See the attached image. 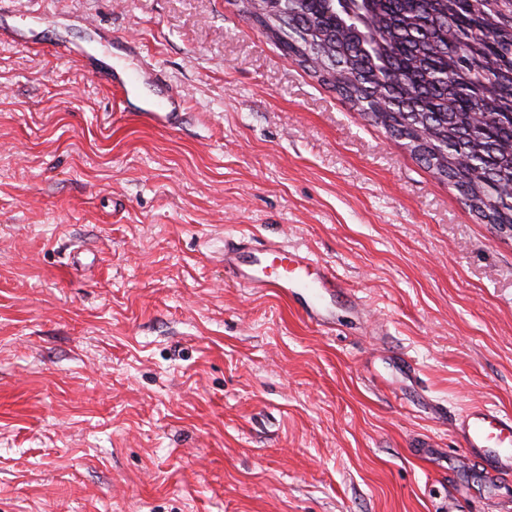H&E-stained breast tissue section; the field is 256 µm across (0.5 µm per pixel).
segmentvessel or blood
<instances>
[{
    "label": "vessel or blood",
    "mask_w": 512,
    "mask_h": 512,
    "mask_svg": "<svg viewBox=\"0 0 512 512\" xmlns=\"http://www.w3.org/2000/svg\"><path fill=\"white\" fill-rule=\"evenodd\" d=\"M91 77L99 84L129 97L134 85L107 67L92 66ZM181 99L169 94L163 101L141 108L139 117L154 126L174 129L179 125ZM224 279L257 294L272 291L290 299L307 321L319 326L330 322L328 300L343 292L335 273L320 265L309 252L270 242L253 248L243 240L224 242ZM464 448V460H475L487 469L512 473V415L488 406H474L453 422Z\"/></svg>",
    "instance_id": "1"
}]
</instances>
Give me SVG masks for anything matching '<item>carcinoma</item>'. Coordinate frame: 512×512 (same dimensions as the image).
<instances>
[{
    "label": "carcinoma",
    "instance_id": "1",
    "mask_svg": "<svg viewBox=\"0 0 512 512\" xmlns=\"http://www.w3.org/2000/svg\"><path fill=\"white\" fill-rule=\"evenodd\" d=\"M293 60L512 229V0H239Z\"/></svg>",
    "mask_w": 512,
    "mask_h": 512
}]
</instances>
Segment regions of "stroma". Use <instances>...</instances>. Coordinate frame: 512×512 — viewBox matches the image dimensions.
Returning <instances> with one entry per match:
<instances>
[{"label": "stroma", "mask_w": 512, "mask_h": 512, "mask_svg": "<svg viewBox=\"0 0 512 512\" xmlns=\"http://www.w3.org/2000/svg\"><path fill=\"white\" fill-rule=\"evenodd\" d=\"M8 26L0 512H512L437 417L512 413L511 236L235 0H0ZM89 58L160 69L130 104L172 87L179 127L121 117ZM228 237L357 306L321 328L225 284Z\"/></svg>", "instance_id": "1"}]
</instances>
